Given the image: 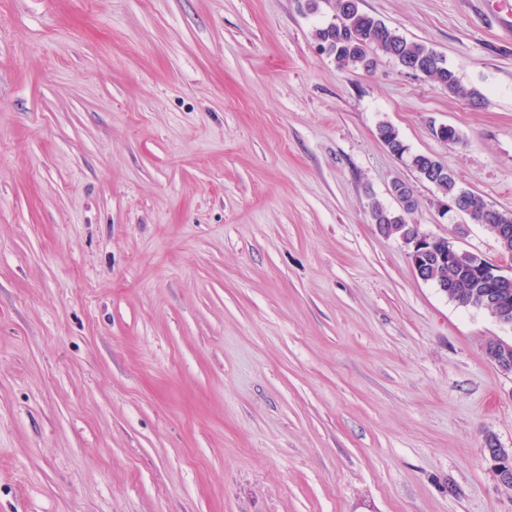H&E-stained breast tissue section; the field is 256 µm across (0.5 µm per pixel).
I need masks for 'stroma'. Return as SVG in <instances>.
<instances>
[{
    "label": "stroma",
    "instance_id": "1",
    "mask_svg": "<svg viewBox=\"0 0 512 512\" xmlns=\"http://www.w3.org/2000/svg\"><path fill=\"white\" fill-rule=\"evenodd\" d=\"M359 6L482 103L339 66L324 4L0 0V512H512V326L371 216L503 264L378 127L512 213V0ZM511 351V357H510ZM486 354L490 361L495 363L503 371L512 370V344L500 340H492L486 345ZM484 457L502 485L512 483V448H500L489 441L484 448Z\"/></svg>",
    "mask_w": 512,
    "mask_h": 512
}]
</instances>
